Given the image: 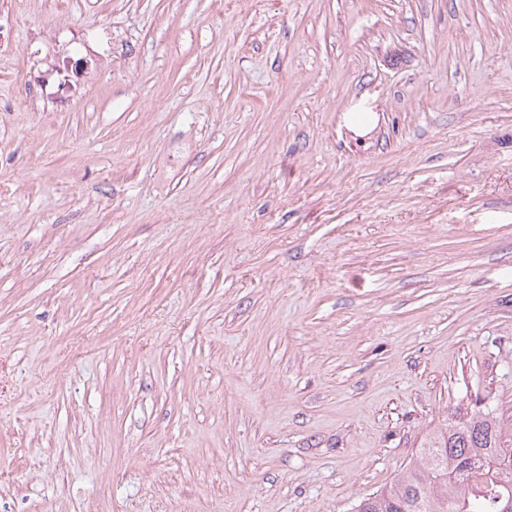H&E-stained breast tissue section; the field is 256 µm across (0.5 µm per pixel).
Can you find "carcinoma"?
Instances as JSON below:
<instances>
[{
	"label": "carcinoma",
	"mask_w": 512,
	"mask_h": 512,
	"mask_svg": "<svg viewBox=\"0 0 512 512\" xmlns=\"http://www.w3.org/2000/svg\"><path fill=\"white\" fill-rule=\"evenodd\" d=\"M357 512H512V448L489 416L454 413L445 433Z\"/></svg>",
	"instance_id": "cac0c4a2"
}]
</instances>
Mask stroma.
I'll list each match as a JSON object with an SVG mask.
<instances>
[{
    "mask_svg": "<svg viewBox=\"0 0 512 512\" xmlns=\"http://www.w3.org/2000/svg\"><path fill=\"white\" fill-rule=\"evenodd\" d=\"M460 409L512 445V0H0V512H355Z\"/></svg>",
    "mask_w": 512,
    "mask_h": 512,
    "instance_id": "35a3bbf8",
    "label": "stroma"
}]
</instances>
